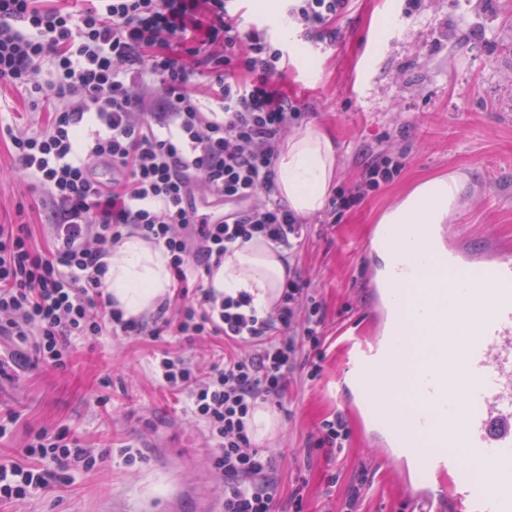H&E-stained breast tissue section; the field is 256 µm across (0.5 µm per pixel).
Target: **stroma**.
<instances>
[{
    "instance_id": "stroma-1",
    "label": "stroma",
    "mask_w": 512,
    "mask_h": 512,
    "mask_svg": "<svg viewBox=\"0 0 512 512\" xmlns=\"http://www.w3.org/2000/svg\"><path fill=\"white\" fill-rule=\"evenodd\" d=\"M236 8L244 21L261 19L280 42L285 70L278 83L306 112L307 125L335 140L336 186H353L377 154L406 157L398 177L340 220L324 211L305 220L303 246L290 265L324 305V341L316 351L302 345L278 427L264 442L275 456L279 510L340 512L365 470L372 484L356 512H406L427 479L384 445L369 409L348 415L344 456L326 454L315 441L321 423L345 409L328 391L343 361L340 329L375 328L379 260L365 246L385 212L422 181L454 175L461 187L453 221L468 243L512 248V0H421L416 11L408 0H350L330 44L312 42L290 22L286 0L269 8L238 0ZM0 224L30 225L35 244L50 246L40 193L1 142ZM224 348L223 337L189 339L170 327L155 338H87L64 371L31 363L11 369L0 378V410L21 418L0 438V457L11 456L29 432L61 426L91 448L113 451L73 485L1 505L0 512H107L116 497L137 512H154L168 484L155 447L143 441L166 442L175 425L199 437L180 457L185 479L211 476L207 431L185 414V395L160 382L155 359L167 351L191 358L204 373ZM315 359L321 372L313 379ZM100 396L109 397L107 407L97 404ZM125 445L140 447L141 461L125 464L117 453Z\"/></svg>"
}]
</instances>
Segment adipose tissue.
Wrapping results in <instances>:
<instances>
[{"instance_id": "ef3b65f1", "label": "adipose tissue", "mask_w": 512, "mask_h": 512, "mask_svg": "<svg viewBox=\"0 0 512 512\" xmlns=\"http://www.w3.org/2000/svg\"><path fill=\"white\" fill-rule=\"evenodd\" d=\"M276 192L296 216L322 211L336 175V147L324 133L307 127L284 142L275 165ZM459 194L457 178H432L416 186L394 209L385 224L409 225L416 250H423V229L445 223ZM105 290L125 317L153 312L172 287L170 259L164 247L128 233L113 245L106 259ZM288 268L282 252L255 240L225 255L206 284L218 294L249 293L258 315H266L278 302Z\"/></svg>"}]
</instances>
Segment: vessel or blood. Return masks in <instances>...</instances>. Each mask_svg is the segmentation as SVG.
<instances>
[{
	"label": "vessel or blood",
	"mask_w": 512,
	"mask_h": 512,
	"mask_svg": "<svg viewBox=\"0 0 512 512\" xmlns=\"http://www.w3.org/2000/svg\"><path fill=\"white\" fill-rule=\"evenodd\" d=\"M459 225L430 229L429 261L462 290L431 343L433 361L420 363L407 323L414 310L417 256L405 225L388 224L380 240L394 258L381 278L380 305L386 312L381 336L345 328L344 367L336 394L361 391L373 420L386 429L403 459L425 472L435 490L412 500L410 512H512V257L463 244ZM391 372L417 378L424 404L399 407L369 376ZM483 468L493 485L461 479Z\"/></svg>",
	"instance_id": "obj_1"
}]
</instances>
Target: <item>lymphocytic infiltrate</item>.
Segmentation results:
<instances>
[{
  "mask_svg": "<svg viewBox=\"0 0 512 512\" xmlns=\"http://www.w3.org/2000/svg\"><path fill=\"white\" fill-rule=\"evenodd\" d=\"M349 0H296L288 15L307 34L335 40ZM281 48L245 27L233 0H0V85L54 102L31 133L0 126L25 175L52 210L51 246L40 250L25 224H0V337L15 359L66 369L76 340L122 332L157 337L220 336L232 350L199 377L162 353L156 374L186 393L188 411L214 445L224 479L223 512H276L280 488L271 450L255 445L248 419L262 404L282 407L301 343L322 344L324 308L300 277L273 310L257 315L248 293L162 303L161 327L124 319L103 291L106 259L125 230L164 246L178 283L210 276L230 250L263 237L295 252L303 226L276 193L275 162L305 112L275 82ZM50 77L37 81L43 64ZM205 79L209 103L189 90ZM112 169L108 186L96 172ZM402 161L382 155L330 200L345 210L393 181ZM221 221L201 218L229 200ZM98 457L69 428L29 432L0 460V504L74 483Z\"/></svg>",
  "mask_w": 512,
  "mask_h": 512,
  "instance_id": "lymphocytic-infiltrate-1",
  "label": "lymphocytic infiltrate"
}]
</instances>
